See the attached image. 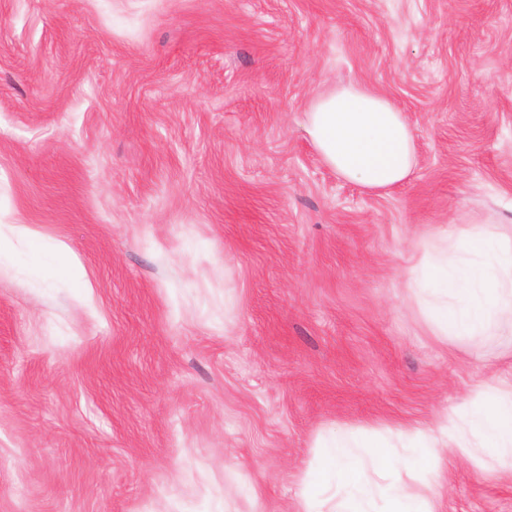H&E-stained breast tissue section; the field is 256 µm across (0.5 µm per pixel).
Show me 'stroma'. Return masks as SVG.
<instances>
[{"label": "stroma", "mask_w": 512, "mask_h": 512, "mask_svg": "<svg viewBox=\"0 0 512 512\" xmlns=\"http://www.w3.org/2000/svg\"><path fill=\"white\" fill-rule=\"evenodd\" d=\"M349 82L407 113L408 183L313 149ZM475 211L512 222V0H0V512H293L318 435L511 384L406 286ZM437 498L512 479L452 459Z\"/></svg>", "instance_id": "stroma-1"}]
</instances>
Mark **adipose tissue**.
<instances>
[{
  "label": "adipose tissue",
  "instance_id": "ef3b65f1",
  "mask_svg": "<svg viewBox=\"0 0 512 512\" xmlns=\"http://www.w3.org/2000/svg\"><path fill=\"white\" fill-rule=\"evenodd\" d=\"M305 129L322 161L343 180L369 192L406 182L417 158L411 122L387 96L358 83L340 85L315 97ZM440 249L423 248L409 272L410 287L425 292L423 313L436 335L465 338L512 330V231L503 232L481 215L465 228L447 231ZM398 436L406 447L427 449L415 478L437 484L448 457L472 470L497 456L512 473V387L473 386L466 400L443 412L433 425L407 423ZM377 433L360 437L335 433L318 437L310 464L350 478L345 512H372L377 486L370 473L384 474L396 464Z\"/></svg>",
  "mask_w": 512,
  "mask_h": 512
}]
</instances>
